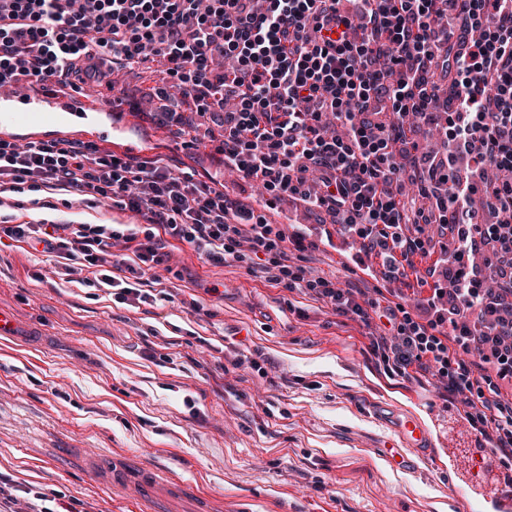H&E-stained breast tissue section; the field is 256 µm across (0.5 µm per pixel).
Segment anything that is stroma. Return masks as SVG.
<instances>
[{"label": "stroma", "instance_id": "obj_1", "mask_svg": "<svg viewBox=\"0 0 512 512\" xmlns=\"http://www.w3.org/2000/svg\"><path fill=\"white\" fill-rule=\"evenodd\" d=\"M131 121L143 158L223 176L228 195L247 200L220 155L183 150L148 113ZM53 267L0 240V307L35 328L28 345L0 342V475L16 488H63L82 512H137L85 468L86 451L110 450L241 512H459L448 474L426 463L402 473L378 456L392 432L370 400L438 390L386 378L355 323L313 305L298 317L278 289L246 274L209 294L215 278L197 261L182 284L209 313L205 340L168 360L152 352L154 333L195 330L196 315L176 301L133 314ZM256 350L267 376L215 364Z\"/></svg>", "mask_w": 512, "mask_h": 512}]
</instances>
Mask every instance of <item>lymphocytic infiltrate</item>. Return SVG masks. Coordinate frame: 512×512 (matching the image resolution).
<instances>
[{"label": "lymphocytic infiltrate", "mask_w": 512, "mask_h": 512, "mask_svg": "<svg viewBox=\"0 0 512 512\" xmlns=\"http://www.w3.org/2000/svg\"><path fill=\"white\" fill-rule=\"evenodd\" d=\"M0 0V90L82 92L162 59L148 102L187 150L260 191L92 141L0 137V209L66 192L129 224L0 225L67 282L149 302L148 275L191 249L354 321L392 376L429 378L512 468V0ZM190 111H182L181 102ZM437 134L430 152L421 137ZM309 205L377 259L392 291L310 265L318 241L268 214ZM63 491L0 485V512H77Z\"/></svg>", "instance_id": "lymphocytic-infiltrate-1"}]
</instances>
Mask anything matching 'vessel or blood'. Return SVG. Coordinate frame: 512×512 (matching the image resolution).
<instances>
[{"instance_id": "b4317fda", "label": "vessel or blood", "mask_w": 512, "mask_h": 512, "mask_svg": "<svg viewBox=\"0 0 512 512\" xmlns=\"http://www.w3.org/2000/svg\"><path fill=\"white\" fill-rule=\"evenodd\" d=\"M119 91H111L102 99L78 107L56 94L40 96L1 95L0 130L20 134L36 127L42 139L53 138L56 130L81 125L97 113L123 111ZM12 313L0 308V340L18 341L29 335ZM372 411L379 421L390 424L395 437L388 447L380 449V457L391 467L406 472L416 471L420 463L432 461L453 475L458 489L473 507V512H512V469L504 468L489 442L465 434L460 414L449 412L448 448L435 446L433 424L436 407L419 411H399L387 401L377 400ZM92 473L112 486L134 489V502L142 512H153L159 490L165 489L186 497L193 503V512H222L223 501L200 493L190 485L171 482L169 476L139 467L137 463L117 461L101 455L90 462Z\"/></svg>"}]
</instances>
